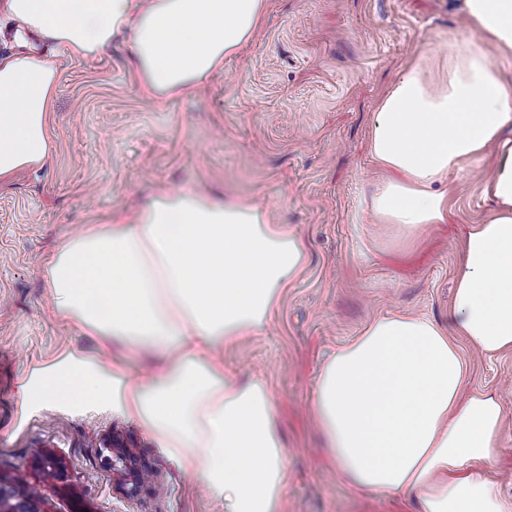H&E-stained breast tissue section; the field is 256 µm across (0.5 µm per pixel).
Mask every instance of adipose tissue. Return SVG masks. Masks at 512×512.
Instances as JSON below:
<instances>
[{
	"label": "adipose tissue",
	"mask_w": 512,
	"mask_h": 512,
	"mask_svg": "<svg viewBox=\"0 0 512 512\" xmlns=\"http://www.w3.org/2000/svg\"><path fill=\"white\" fill-rule=\"evenodd\" d=\"M265 0H0L19 49L0 57V182L41 165L53 147L59 68L28 35L85 59L117 38L133 48L143 92H198L245 48ZM465 24L448 80L404 71L372 114L369 155L383 172L374 217L411 233L454 223L440 185L494 154L480 182L493 216L466 225L449 325L389 314L333 353L315 385L314 420L336 475L354 490L415 494L419 512H507L472 469L498 454L497 392L468 389L463 337L481 356L512 351V88L487 53L512 57V0H460ZM301 238L253 204L163 192L113 224L65 238L41 268L55 311L83 335L120 343L105 359L72 346L33 367L22 412L58 403L105 408L143 426L220 512H279L288 473L279 407L266 379L228 374L218 352L264 331L305 271ZM160 363L131 376L148 353Z\"/></svg>",
	"instance_id": "adipose-tissue-1"
}]
</instances>
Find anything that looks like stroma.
Masks as SVG:
<instances>
[{
  "instance_id": "obj_1",
  "label": "stroma",
  "mask_w": 512,
  "mask_h": 512,
  "mask_svg": "<svg viewBox=\"0 0 512 512\" xmlns=\"http://www.w3.org/2000/svg\"><path fill=\"white\" fill-rule=\"evenodd\" d=\"M459 0H267L250 45L193 96L148 100L128 43L100 57L59 56L61 79L44 164L0 184V482L26 474L46 512H215L203 484L156 448L140 425L103 410L49 405L19 415L18 384L31 365L92 337L52 307L40 274L58 244L90 224L174 188L249 201L298 233L303 275L285 289L271 324L222 349L225 369L270 384L287 443L280 512H417L412 498L353 490L331 470L313 421L315 382L327 356L392 312L448 323L461 251L458 224L490 214L478 183L493 158L448 178L457 224L407 236L375 223L367 203L382 173L368 152L369 119L389 85L420 67L448 74L462 23ZM469 386L501 396L500 454L480 464L512 501V352L485 358L466 342ZM62 470L43 479L34 450ZM143 461L150 480L121 485L118 451Z\"/></svg>"
}]
</instances>
